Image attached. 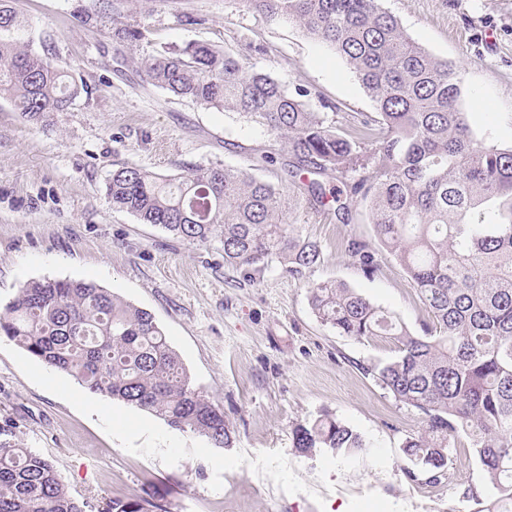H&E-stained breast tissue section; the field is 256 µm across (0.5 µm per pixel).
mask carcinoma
Wrapping results in <instances>:
<instances>
[{
	"label": "carcinoma",
	"mask_w": 512,
	"mask_h": 512,
	"mask_svg": "<svg viewBox=\"0 0 512 512\" xmlns=\"http://www.w3.org/2000/svg\"><path fill=\"white\" fill-rule=\"evenodd\" d=\"M127 0H101L83 23L112 13V41H137L145 26ZM269 20L298 24L346 59L375 104L339 127L313 111L308 91H288L271 73L245 66L218 45L188 42L142 62L144 80L207 109L235 112L285 136L288 172L313 202L348 220L349 200L369 203L380 246L405 270L431 315L421 333L342 283H319L310 303L342 336H390L395 359L367 372L396 401L422 414L403 446L411 480L436 483L451 439L464 432L490 493L463 498L478 512H512V147L483 141L460 107V69L417 45L379 0H242ZM88 85L33 48L28 25L0 0V96L27 121L47 123ZM379 162L371 165L374 156ZM342 188L325 192L319 177ZM112 207L190 243L223 251L224 263L258 272L276 256L295 276L320 260L317 242L288 223L281 193L230 166L179 181L121 166L107 181ZM348 252L367 275L377 253L353 240ZM0 335L93 393L162 418L216 448L232 442L224 410L194 388L151 313L89 282L43 279L22 285L0 311ZM308 454H355L361 435L328 416L293 429ZM160 512L119 498L98 512ZM0 512H90L52 463L0 427Z\"/></svg>",
	"instance_id": "obj_1"
}]
</instances>
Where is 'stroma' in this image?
Instances as JSON below:
<instances>
[{
  "instance_id": "35a3bbf8",
  "label": "stroma",
  "mask_w": 512,
  "mask_h": 512,
  "mask_svg": "<svg viewBox=\"0 0 512 512\" xmlns=\"http://www.w3.org/2000/svg\"><path fill=\"white\" fill-rule=\"evenodd\" d=\"M407 35L462 73L461 107L478 138L512 145V0H381ZM34 46L89 90L49 125L24 120L0 98V309L34 279L90 281L150 312L195 388L224 409L230 447L172 429L145 411L84 388L0 337V426L48 457L76 498L119 497L165 512H477L465 488H485L470 439L458 434L439 483L413 481L403 452L419 412L367 374L394 359L388 336L355 339L323 325L312 284L333 280L394 313L410 331L430 314L386 253L366 275L347 251L374 241L364 202L348 222L314 205L282 170L279 133L237 113L203 108L143 81L142 59L169 46L213 42L285 88L309 90L329 122L374 104L349 65L297 25L271 21L240 0H153L147 39L113 42L79 15L95 0H15ZM201 17L184 25L179 15ZM273 164L253 167L255 154ZM122 165L178 178L228 165L282 195L290 223L321 260L291 276L269 260L246 276L215 247L192 244L113 209L106 180ZM357 431L366 452L295 451L292 430L322 415Z\"/></svg>"
}]
</instances>
